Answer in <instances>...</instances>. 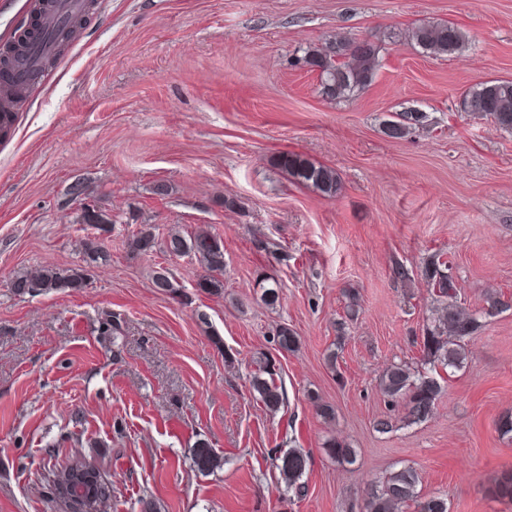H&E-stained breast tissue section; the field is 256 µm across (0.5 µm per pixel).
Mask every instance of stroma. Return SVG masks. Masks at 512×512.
<instances>
[{
  "mask_svg": "<svg viewBox=\"0 0 512 512\" xmlns=\"http://www.w3.org/2000/svg\"><path fill=\"white\" fill-rule=\"evenodd\" d=\"M92 2L0 141V512H60L42 464L77 454L111 481L107 512H359L367 488L405 466L449 512H512L492 491L512 472L499 430L512 415V310L483 318L432 418L372 427L403 415L379 377L417 357L430 309L424 282H397L395 264L447 253L477 315L490 292L512 293V135L459 110L470 86L512 80V0ZM427 21L457 24L468 48L422 54L405 33ZM335 37L381 46L371 84L340 103L291 64ZM409 109L427 126L387 137L385 121ZM284 153L334 169L340 194L296 182L276 164ZM78 179L103 228L70 201ZM159 182L167 195L153 194ZM145 225L160 240L200 226L220 236L223 294L198 288L194 257L131 247ZM88 239L105 259L87 262ZM39 267L80 270L87 285L15 295L11 281ZM162 269L178 294L155 287ZM267 278L281 285L273 308ZM347 289L360 309L333 370ZM283 323L296 351L276 349ZM265 353L286 393L276 411L250 387ZM333 437L353 463L327 454ZM201 442L220 469H196ZM293 449L309 456L299 497L272 465Z\"/></svg>",
  "mask_w": 512,
  "mask_h": 512,
  "instance_id": "35a3bbf8",
  "label": "stroma"
}]
</instances>
